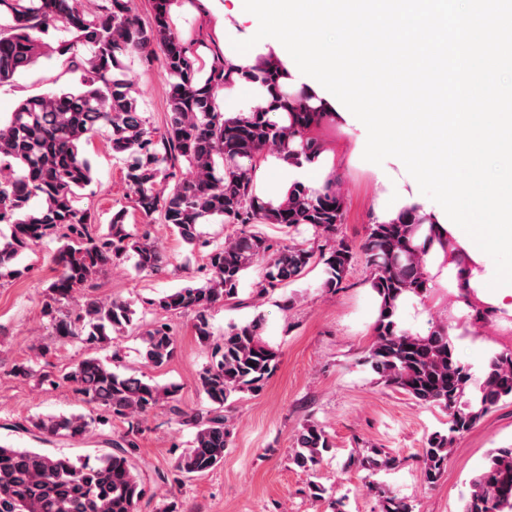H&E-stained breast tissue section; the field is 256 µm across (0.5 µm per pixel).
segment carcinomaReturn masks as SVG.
I'll list each match as a JSON object with an SVG mask.
<instances>
[{"mask_svg": "<svg viewBox=\"0 0 512 512\" xmlns=\"http://www.w3.org/2000/svg\"><path fill=\"white\" fill-rule=\"evenodd\" d=\"M108 2L110 7L92 14L80 0H0V16L13 21L10 33L0 34V83L39 62L42 36L51 31L60 35L61 56L80 44L90 46V55L80 59L78 84L27 98L7 119H0V224L9 227V235L0 239V275H22L13 268L22 252L47 237L60 238L65 244L54 258L59 273L47 286L43 304L57 337L95 346L110 344L125 332L133 311L124 301L92 299L70 307L74 294L96 288L110 267L131 257L144 272L157 273L168 264L149 231L127 230L125 211L104 225L96 223L90 208L79 205L80 191L94 174L83 144L105 137L112 151L122 155L124 180L139 209L147 216L159 214L191 249L210 248L202 282L151 302L162 313H193L195 336L213 347L200 376L209 409L188 413L177 405L176 386L121 372L117 350L109 359L86 357L62 379L75 385L88 404L127 421L128 428L93 463L0 445V512H139L145 489L133 452L143 422L160 409L194 428L175 465L180 476L203 475L220 465L230 436L224 411L236 404L237 395L262 391L276 367V353L262 338L261 317L231 323L217 336L209 309L237 299L242 277L258 261L266 262L261 294L300 280L313 265L323 266L321 287L334 293L359 252L371 270L378 299L364 364L384 384L419 403L442 406L451 417L448 434L433 433L423 449L425 480L435 483L447 467L455 436L471 430L500 403L512 401V351L494 354L484 375L475 380L457 360L445 326L434 325L425 333L399 326L402 300L429 288L423 256L436 234L419 239L426 218L406 208L388 223L368 225L361 244L354 247L336 238L344 201L335 187L312 191L295 182L283 201L261 199L253 165L268 150L290 165L318 157L321 146L309 132L327 121L329 112L309 95L289 93L288 72L269 63L240 74L268 90L267 105L226 118L217 96L234 83L235 70L216 56L206 78H199L194 52L168 23V0H155L148 24L133 13L131 0ZM157 47L174 78L169 119L161 131L142 115L121 60L133 53L148 58ZM279 111L281 123L269 116ZM183 163L188 175L180 177ZM216 221L231 233L212 245L203 238L201 226ZM258 224H307L324 238L325 246H275L256 230ZM140 340L142 358L152 367L168 362L176 350V338L163 322L142 332ZM95 422L84 414H58L39 417L30 426L45 441L82 437ZM329 448L323 427L308 422L296 438L291 461L313 471ZM356 462L366 470L396 465L395 458L378 450ZM463 512H512V448L490 453L485 468L470 482Z\"/></svg>", "mask_w": 512, "mask_h": 512, "instance_id": "1", "label": "carcinoma"}]
</instances>
